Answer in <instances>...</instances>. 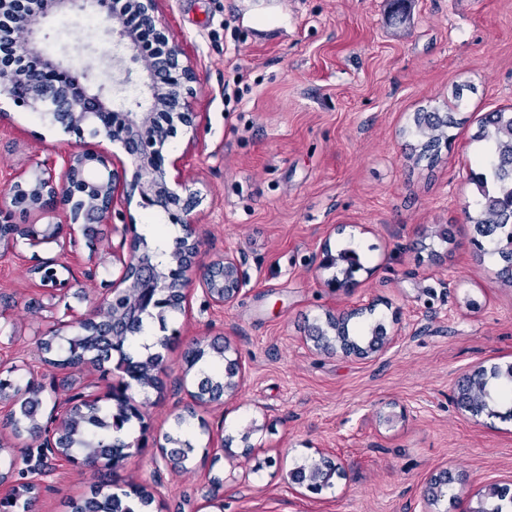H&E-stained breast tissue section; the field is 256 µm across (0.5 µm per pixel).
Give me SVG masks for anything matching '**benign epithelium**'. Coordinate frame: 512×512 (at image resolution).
<instances>
[{"label":"benign epithelium","mask_w":512,"mask_h":512,"mask_svg":"<svg viewBox=\"0 0 512 512\" xmlns=\"http://www.w3.org/2000/svg\"><path fill=\"white\" fill-rule=\"evenodd\" d=\"M162 0H27L28 12L45 15L67 10L92 9L112 22L117 17L135 16L138 25L111 26L108 33L115 38L112 70L117 73L115 86L139 83L147 94V103L136 102V111L124 113V123L113 126L109 121L112 109L109 92L102 85L95 88L81 83L79 74L68 66L45 58L46 66L3 68L0 66V94L15 103L38 111L50 107L56 115L73 121L72 127L88 125L100 141L63 159L61 176L50 168L35 166L23 178L30 198V208L59 217L67 228L72 243L78 236L89 237L91 225L111 224L118 198L125 205L136 203L142 208L159 206L179 213L178 221L196 233V194L191 192L182 175L180 160L168 159L163 146L174 134L175 124L194 128L198 113L194 109L198 83L196 70L189 62L183 44L169 38L168 23L161 10ZM16 0H0V18L9 17L22 26L23 36L14 45V57L28 61L41 55L38 32L26 26V15L14 11ZM150 65L138 71L134 65L143 58ZM121 144L129 163L114 160L104 142ZM96 162L103 172L95 179L97 193L87 198L73 192L72 183L86 174ZM112 233L120 237L112 248V257L121 265L117 285L132 287L130 261L124 259L123 248L135 252L134 226L131 223L112 224ZM203 292L217 305L226 306L239 296L244 280L241 262L232 253L214 265V270L199 279ZM320 349L351 355L339 338L326 340L313 334ZM446 479L439 475L430 480L422 495V512H431Z\"/></svg>","instance_id":"7a95c632"}]
</instances>
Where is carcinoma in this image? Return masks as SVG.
I'll list each match as a JSON object with an SVG mask.
<instances>
[{"label":"carcinoma","instance_id":"1","mask_svg":"<svg viewBox=\"0 0 512 512\" xmlns=\"http://www.w3.org/2000/svg\"><path fill=\"white\" fill-rule=\"evenodd\" d=\"M457 125L452 112L441 114L422 110L415 113L411 134L417 138V145L414 146L416 160L433 163L438 158L441 145L448 143L447 130ZM473 141L485 149V154L480 157V171L473 173V184L478 193L474 212H466V217L470 223L479 226L482 236L488 238L487 243L479 245V251L499 256L504 262L499 277L512 284V249L501 245L502 240L512 239V112L492 113L480 126ZM41 229L43 226L36 224H0V240L11 238L25 241ZM139 243L140 248L130 263L134 269L142 263L158 260L157 248L150 247L143 237ZM185 251L186 240L180 236L175 239L173 249L166 253L169 260L162 265V269L169 287L164 291L132 288L125 293H117L107 302L108 314L105 318L86 322L70 336L52 335L44 339L42 348L50 354L45 362L63 368L113 362L115 369L129 378L123 387L127 388L133 382L144 390L159 388L161 354L155 348L164 346L166 337H159L152 347L146 348L147 354L144 356L129 350L128 344L143 330L145 320H155L164 327L168 316L181 310L182 292L179 284ZM334 259L345 264L339 269L342 275L351 277L362 268L359 253L351 248L339 249ZM328 325L356 349L370 333L366 327L350 331L347 320L338 325L331 319ZM209 348L207 352L198 345L189 352L188 365L191 369L205 357L221 366V370L200 381L195 397L201 402L217 400L224 394V372L233 368V363L225 358L223 345L213 342ZM492 377L499 380L493 390H487L486 383L479 382L482 411L489 409L491 403H499L512 389V368H495ZM20 393L25 394L26 398L0 426L9 429L16 437L25 433L37 437L44 430L37 418L41 405L40 389L30 381L22 385L13 379L0 378V400L12 399ZM192 417L194 411L191 409L185 415H177L173 432L165 435L167 443L177 446L175 465L184 470L195 450L189 438V419ZM135 424L144 428V413L121 390L112 395L110 405H102L96 400L73 403L58 428L56 441L62 452L79 456L81 464L90 468L102 465L114 470L129 457L127 450L132 447V443L119 436L118 432ZM36 490L37 486L31 482L18 484L11 499L0 502V512H30ZM151 503V495L145 489L134 486L120 495L99 489L90 497L71 502L70 509L71 512H143Z\"/></svg>","mask_w":512,"mask_h":512}]
</instances>
